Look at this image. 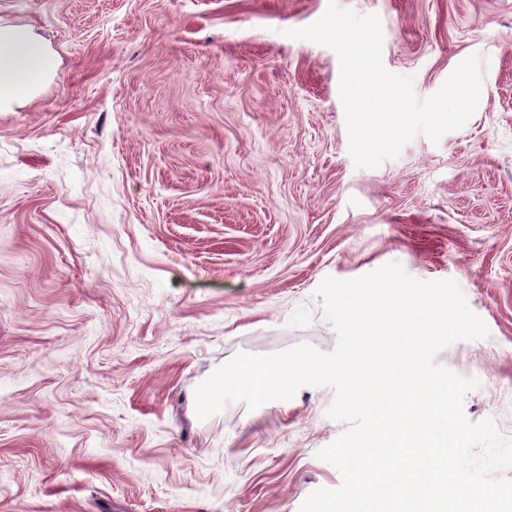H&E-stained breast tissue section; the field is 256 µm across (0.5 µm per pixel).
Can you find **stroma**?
<instances>
[{"label": "stroma", "mask_w": 512, "mask_h": 512, "mask_svg": "<svg viewBox=\"0 0 512 512\" xmlns=\"http://www.w3.org/2000/svg\"><path fill=\"white\" fill-rule=\"evenodd\" d=\"M437 92L481 101L439 143L356 167L330 48L288 38L328 0H0L55 70L0 110V512H299L339 471L328 387L207 420L241 352L336 336L316 292L400 263L486 323L437 360L512 438V0H340Z\"/></svg>", "instance_id": "35a3bbf8"}]
</instances>
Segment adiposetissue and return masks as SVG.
I'll return each instance as SVG.
<instances>
[{"label":"adipose tissue","mask_w":512,"mask_h":512,"mask_svg":"<svg viewBox=\"0 0 512 512\" xmlns=\"http://www.w3.org/2000/svg\"><path fill=\"white\" fill-rule=\"evenodd\" d=\"M41 42L24 28H0V101L27 96L52 69Z\"/></svg>","instance_id":"obj_1"}]
</instances>
